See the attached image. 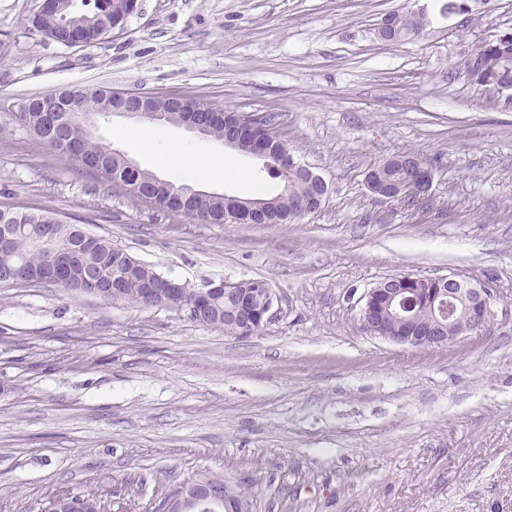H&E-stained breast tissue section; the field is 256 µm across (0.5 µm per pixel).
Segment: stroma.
<instances>
[{"label": "stroma", "instance_id": "obj_1", "mask_svg": "<svg viewBox=\"0 0 512 512\" xmlns=\"http://www.w3.org/2000/svg\"><path fill=\"white\" fill-rule=\"evenodd\" d=\"M137 0L85 47L0 0V207H39L189 286L265 281L273 316L238 338L182 311L49 285H0V512H47L96 491L106 512H163L175 488L218 479L251 512H512V98L460 71L512 32V0ZM425 8L414 37L380 20ZM62 88L177 94L275 114L328 186L288 224H199L76 168L21 122ZM95 136L157 177L243 196L245 184L156 169L172 143L248 171L262 159L168 123L101 115ZM415 151L423 208L369 191L370 168ZM494 293L487 332L437 348L365 333V293L403 274Z\"/></svg>", "mask_w": 512, "mask_h": 512}]
</instances>
